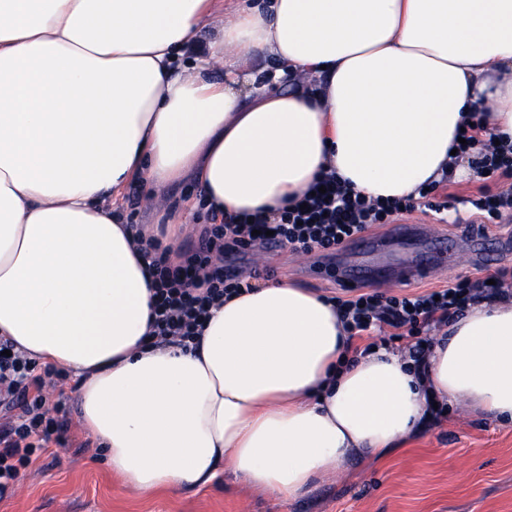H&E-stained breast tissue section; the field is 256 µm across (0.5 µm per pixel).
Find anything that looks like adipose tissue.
Returning <instances> with one entry per match:
<instances>
[{"instance_id": "adipose-tissue-1", "label": "adipose tissue", "mask_w": 512, "mask_h": 512, "mask_svg": "<svg viewBox=\"0 0 512 512\" xmlns=\"http://www.w3.org/2000/svg\"><path fill=\"white\" fill-rule=\"evenodd\" d=\"M483 109L512 143V0H0V338L77 381L146 495L227 470L288 500L394 454L436 404L512 421V297L450 318L422 369L354 353L335 304L286 280L226 298L185 349L152 336L153 230L121 210L141 184L188 229L158 204L182 183L216 218L270 214L330 170L414 196L468 175L451 147Z\"/></svg>"}]
</instances>
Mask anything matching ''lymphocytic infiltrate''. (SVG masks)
I'll return each mask as SVG.
<instances>
[{"mask_svg": "<svg viewBox=\"0 0 512 512\" xmlns=\"http://www.w3.org/2000/svg\"><path fill=\"white\" fill-rule=\"evenodd\" d=\"M481 125L468 127L461 152L472 153L478 173L494 182V191L474 200L485 221L512 214V150L482 139ZM322 192L304 194L303 206L283 208L267 216L259 213L227 216L202 237L188 254L182 269L170 270L165 254L154 260L156 304L153 309L157 335L192 339L210 308L221 298L251 288L252 278L224 274L213 267L214 258L242 252L265 243L308 254L316 249H335L377 224L391 223L394 216L423 205L434 215L448 210L446 197L438 196L437 185L421 191L419 198L369 200L338 186L335 174L324 175ZM512 291V269L502 268L493 282L452 281L448 286L423 294L390 295L360 293L339 300L346 327L353 336L409 337V355L416 363L427 358L432 330L447 325L451 316L481 295ZM0 343V411L11 419L0 427V496L13 486L21 467L28 464L40 441L64 444L65 422L50 417L62 410V401H49L45 377L31 361L7 351Z\"/></svg>", "mask_w": 512, "mask_h": 512, "instance_id": "f902f5d3", "label": "lymphocytic infiltrate"}]
</instances>
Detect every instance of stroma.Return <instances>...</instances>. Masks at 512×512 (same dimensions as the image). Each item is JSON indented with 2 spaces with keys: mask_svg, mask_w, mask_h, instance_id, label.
<instances>
[{
  "mask_svg": "<svg viewBox=\"0 0 512 512\" xmlns=\"http://www.w3.org/2000/svg\"><path fill=\"white\" fill-rule=\"evenodd\" d=\"M482 184L477 175L448 183L450 221L443 229L463 248L470 240L454 220L471 214ZM483 245L493 255L486 266L452 260L430 279L372 280L364 289L424 293L452 279L473 280L512 267V223L488 225ZM325 261L319 254L271 248L226 258L224 266L243 274L266 269L272 279L343 296L333 279L316 275ZM55 379L66 401L67 440L61 446L47 443L33 455L0 499V512H512V423L472 418L458 404L449 405L446 417L428 424L389 460L351 458L337 474L289 500L255 492L230 475L198 488L140 495L112 475L101 447L90 442L80 424L75 384L60 372Z\"/></svg>",
  "mask_w": 512,
  "mask_h": 512,
  "instance_id": "obj_1",
  "label": "stroma"
}]
</instances>
